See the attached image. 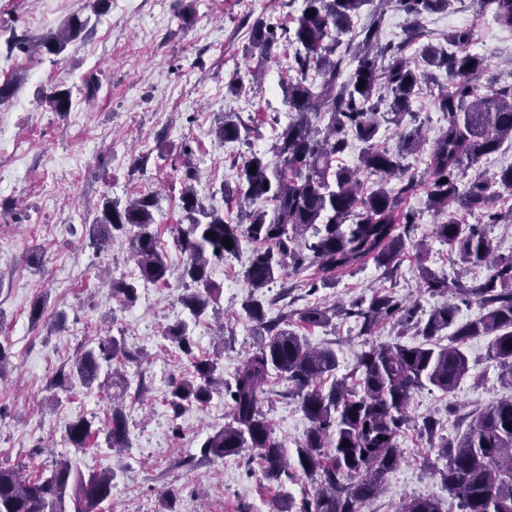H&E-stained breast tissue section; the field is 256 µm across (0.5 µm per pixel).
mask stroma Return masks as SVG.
<instances>
[{"mask_svg": "<svg viewBox=\"0 0 512 512\" xmlns=\"http://www.w3.org/2000/svg\"><path fill=\"white\" fill-rule=\"evenodd\" d=\"M300 9L301 0H111L108 11L94 18L89 0H0V85L13 88L0 102V320L10 344L0 368V467L22 464L33 475L69 458L87 472L113 471L106 512H161L170 491L173 512H270L276 492L264 488L260 472L249 470L244 458L212 461L200 454L201 442L228 420L223 397L178 414L169 406V385L188 360L163 331L190 318L177 300L185 257L173 242L184 221L181 156L189 154L194 163L196 187L207 203L236 214L227 191L235 186L238 163L254 152L273 160L275 136L289 120L281 79L293 50L280 42L277 60L260 64L248 49L250 25L259 18L280 28ZM188 10L193 20L187 24L182 15ZM76 14L90 16L91 23L61 54L12 50L15 37L25 36L34 47ZM421 24L435 43L451 29L473 28L471 51L485 56L498 86L512 85V30L456 5L423 15ZM256 69L263 72L260 93L229 94L232 75L247 82ZM58 86L71 92L65 114L53 112L46 100ZM228 112L251 126L248 140L227 143L216 136ZM147 194L156 199L168 282L141 284L136 302L127 306L113 299L110 285L136 268L128 245L117 241L97 251L88 227L104 198ZM425 199L420 189L407 204L419 213L411 239L426 243L427 266L465 281L484 276V269L454 263L434 234L437 218ZM248 259L245 252L227 257L214 271L221 289L217 315L192 327L195 355L217 358L228 380L254 341L253 324L240 309ZM320 276L312 265L270 284L268 315L289 314L293 330L311 345L333 347L340 377L353 370L368 343L399 339L413 345L416 337L401 335L393 320L367 336L343 317L309 327L299 320L304 309L347 305L378 291L393 292L422 313L443 302L423 288L412 250L390 277L370 261L310 291L307 281ZM38 299L46 311L35 325L28 314ZM107 335L137 356L118 368L126 381L130 439L129 449L119 453L101 434L84 449L66 436L79 416L98 427L108 424V392L78 386L57 397L50 388L87 345ZM487 346L484 337L469 342L470 371L454 393L431 386L412 393L410 423L398 439L402 459L371 502L372 512H397L413 496L441 499L454 512L455 500L433 473L436 453L423 423L435 420L438 434L451 437L465 430L466 414L512 397ZM262 409L275 437L294 448L309 422L286 381L272 380Z\"/></svg>", "mask_w": 512, "mask_h": 512, "instance_id": "obj_1", "label": "stroma"}]
</instances>
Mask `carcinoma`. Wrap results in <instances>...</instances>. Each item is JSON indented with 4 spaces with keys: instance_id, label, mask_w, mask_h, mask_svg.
Listing matches in <instances>:
<instances>
[{
    "instance_id": "obj_1",
    "label": "carcinoma",
    "mask_w": 512,
    "mask_h": 512,
    "mask_svg": "<svg viewBox=\"0 0 512 512\" xmlns=\"http://www.w3.org/2000/svg\"><path fill=\"white\" fill-rule=\"evenodd\" d=\"M379 2L371 24L359 32L352 21L365 5ZM454 0H303L301 14L288 20L284 30L293 48L290 75L282 90L291 112L278 132L270 164L253 153L238 168L235 189L241 218L232 222L224 211L205 204L192 185L196 172L184 162L182 194L185 223L177 226L175 241L187 254L180 301L199 322L215 303L212 273L224 258L237 255L242 243L251 247L244 270L248 292L242 310L255 323L257 346L243 357L233 381L224 382L215 359L193 355V338L185 321L170 325L166 338L189 356L181 378L172 382L167 397L174 411L189 404L203 406L214 395L229 399L230 420L209 434L201 445L203 456L218 460L249 455L257 461L268 483L282 484L300 471L316 478L313 493L296 502L278 496L272 512H364L377 495L383 479L398 465V437L409 423L406 414L411 393L431 385L452 393L469 372L468 343L490 337L489 352L512 383V255L496 254L497 247L482 224L468 223L478 215L483 224L512 223V206L496 209L503 193L512 195V164L487 178L464 181L466 172L512 142V87L478 91L474 77L484 69L485 57L470 51L474 32L453 29L444 37L448 47L427 44L419 49L424 68L410 64L405 51L418 37L420 18L445 11ZM393 5L409 18L406 38L398 44L379 45L381 7ZM476 16L492 13L501 27L512 29V0H470ZM314 15H308V12ZM91 17L71 16L57 32L41 40L36 49L56 55L78 38ZM349 39L344 41L342 36ZM252 48L261 60L277 57L276 29L256 20L250 33ZM443 71L448 90L440 92L436 107L448 126L433 141L424 180L408 174V155L424 149L422 128L407 127L396 148L378 144L381 122L400 123L412 113V103L432 70ZM363 88H358L359 81ZM51 107L67 113L71 92L57 88L48 97ZM225 141L249 136L250 128L224 114L216 129ZM360 143L352 167L336 164L350 142ZM255 173H250L251 165ZM376 177L361 191L360 175ZM398 183H392V180ZM424 186L427 207L440 220L435 236L448 246L455 261L469 268H486L484 278L449 281L425 265L427 246L415 248L425 288L448 294L459 303L477 304L478 317L459 323V303L432 308L427 318L412 321L402 300L377 292L349 307L311 306L300 313L308 326H323L337 316L354 319L360 333L368 334L380 322L401 316L403 331L415 329L422 337L416 345L372 343L351 373L322 382L335 374L336 351L312 347L289 329L288 316L267 319L263 289L276 278L315 263L326 274H345L373 260L380 267L398 264L410 239L418 212L405 201ZM156 201L144 195L125 203L103 199L92 224V243L105 247L117 237L128 242L136 258L139 280L164 283L168 265L158 249L153 209ZM213 233L216 239L208 234ZM231 241L226 247L223 240ZM112 295L131 305L138 298V280L112 281ZM413 327H408L409 322ZM133 356L113 336L99 339L83 350L69 371L53 384L67 392L75 385L112 386L115 365ZM295 389L310 426L289 455L272 433L262 400L272 377ZM106 442L128 448L130 441L122 411L111 410ZM510 427H505V424ZM94 421L79 416L71 422L67 438L76 448L98 434ZM349 446H343L344 441ZM437 456L445 460L438 470L448 492L458 500L460 512H512V398L491 404L473 416L465 432L445 438ZM115 475L111 471L85 474L72 460L57 461L33 477L0 467V512H102L112 500ZM399 512H446L441 500L413 498Z\"/></svg>"
}]
</instances>
